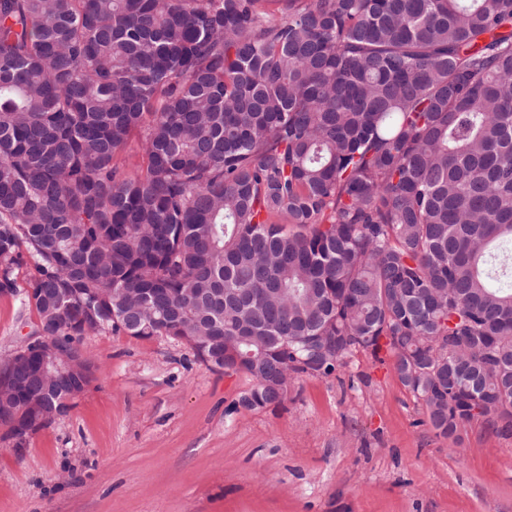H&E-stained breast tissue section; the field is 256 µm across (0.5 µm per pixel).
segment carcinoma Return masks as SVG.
<instances>
[{
  "label": "carcinoma",
  "mask_w": 512,
  "mask_h": 512,
  "mask_svg": "<svg viewBox=\"0 0 512 512\" xmlns=\"http://www.w3.org/2000/svg\"><path fill=\"white\" fill-rule=\"evenodd\" d=\"M512 0H0V293L182 337L251 405L393 357L512 423Z\"/></svg>",
  "instance_id": "1"
}]
</instances>
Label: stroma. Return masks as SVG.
I'll list each match as a JSON object with an SVG mask.
<instances>
[{"mask_svg": "<svg viewBox=\"0 0 512 512\" xmlns=\"http://www.w3.org/2000/svg\"><path fill=\"white\" fill-rule=\"evenodd\" d=\"M35 275L14 267L0 294V361L37 328ZM80 347L94 379L65 414L20 448L0 426V512H512V426L436 436L391 362L357 353L248 410L251 380L180 340L104 329Z\"/></svg>", "mask_w": 512, "mask_h": 512, "instance_id": "stroma-1", "label": "stroma"}]
</instances>
